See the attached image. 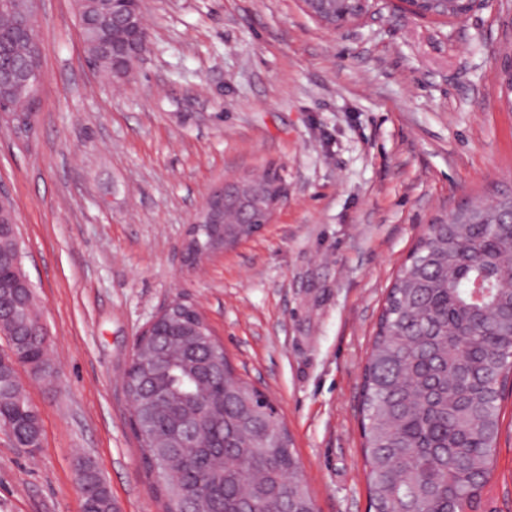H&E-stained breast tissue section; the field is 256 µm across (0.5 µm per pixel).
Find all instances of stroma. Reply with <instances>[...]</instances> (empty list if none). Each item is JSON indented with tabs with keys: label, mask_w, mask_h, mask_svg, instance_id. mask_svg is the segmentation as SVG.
Listing matches in <instances>:
<instances>
[{
	"label": "stroma",
	"mask_w": 512,
	"mask_h": 512,
	"mask_svg": "<svg viewBox=\"0 0 512 512\" xmlns=\"http://www.w3.org/2000/svg\"><path fill=\"white\" fill-rule=\"evenodd\" d=\"M130 79L86 63L73 0H41L45 85L27 137L0 133L57 375H17L40 412L27 453L0 428V512H81L78 459L112 512H164L123 380L164 302H193L236 374L276 407L316 512H367L360 402L386 294L427 224L512 190V108L495 56L512 8L460 23L404 9L331 34L300 0H144ZM275 170L270 224L193 267L208 191ZM486 512H512V398Z\"/></svg>",
	"instance_id": "obj_1"
}]
</instances>
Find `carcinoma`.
Here are the masks:
<instances>
[{"mask_svg": "<svg viewBox=\"0 0 512 512\" xmlns=\"http://www.w3.org/2000/svg\"><path fill=\"white\" fill-rule=\"evenodd\" d=\"M16 0H0V44L20 60L26 43L13 27ZM86 18V51L112 75L111 46L122 32L95 24L112 0L77 4ZM28 298L9 294L0 323L20 346V359L37 364L42 345L28 335ZM512 193L493 195L453 212L427 230L390 288L364 370L361 412L369 466V512H477L494 470L501 428L502 388L512 377ZM197 311L176 305L167 316L173 335L147 337L145 385L130 384L140 414L162 392L167 408L141 426L143 463L159 473L166 512H183V491L200 480L185 454L167 453L170 410L213 406L214 427L196 452L211 456L207 471L218 509L198 512H315L308 487L291 479L298 465L288 432L256 388L238 378L209 336L194 335ZM16 373L0 365V417L18 445L42 434L38 410L21 399ZM77 482L83 512H112V495L95 464L82 459Z\"/></svg>", "mask_w": 512, "mask_h": 512, "instance_id": "carcinoma-1", "label": "carcinoma"}]
</instances>
